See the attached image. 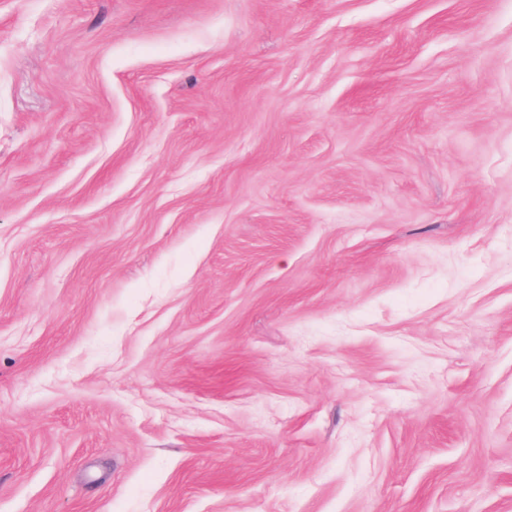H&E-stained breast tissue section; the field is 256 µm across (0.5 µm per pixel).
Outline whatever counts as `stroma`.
I'll use <instances>...</instances> for the list:
<instances>
[{
	"label": "stroma",
	"mask_w": 512,
	"mask_h": 512,
	"mask_svg": "<svg viewBox=\"0 0 512 512\" xmlns=\"http://www.w3.org/2000/svg\"><path fill=\"white\" fill-rule=\"evenodd\" d=\"M0 512H512V0H0Z\"/></svg>",
	"instance_id": "1"
}]
</instances>
